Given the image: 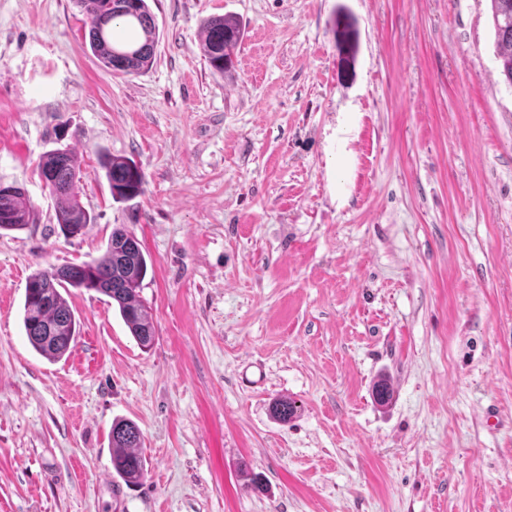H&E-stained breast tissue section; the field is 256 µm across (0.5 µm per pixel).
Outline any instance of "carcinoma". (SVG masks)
I'll return each instance as SVG.
<instances>
[{
    "label": "carcinoma",
    "instance_id": "cac0c4a2",
    "mask_svg": "<svg viewBox=\"0 0 512 512\" xmlns=\"http://www.w3.org/2000/svg\"><path fill=\"white\" fill-rule=\"evenodd\" d=\"M90 19L89 45L93 55L106 69L135 75L152 64L154 47L159 39L147 0H76ZM495 30L496 55L501 76L512 87V0H491ZM109 19L112 28L99 29L96 22ZM203 51L210 66L224 74L234 68L235 50L244 37L239 21L232 15L212 16L202 24ZM102 166L112 199L121 202L137 197L144 184L141 170L130 161L107 155ZM39 171L52 180L50 191L57 197L56 221L60 229L79 235L95 218L79 201V162L68 148L45 153ZM12 192L0 196V230H22L32 219L25 189L15 183ZM64 275L38 270L29 277L24 294L22 322L32 348L49 360H58L70 350L77 332L74 313L64 297L68 288L94 290L108 296L131 335L143 347L151 345L155 329L148 311L138 295L147 273V261L134 236L122 228L112 230L107 249L101 258L82 264L61 267ZM297 411L291 401L274 403V417L290 420ZM142 433L138 425L126 419L113 422L111 431L112 468L128 484L144 478L146 463L138 452Z\"/></svg>",
    "mask_w": 512,
    "mask_h": 512
}]
</instances>
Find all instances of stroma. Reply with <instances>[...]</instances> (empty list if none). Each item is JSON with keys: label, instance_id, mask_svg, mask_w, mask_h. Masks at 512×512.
<instances>
[{"label": "stroma", "instance_id": "1", "mask_svg": "<svg viewBox=\"0 0 512 512\" xmlns=\"http://www.w3.org/2000/svg\"><path fill=\"white\" fill-rule=\"evenodd\" d=\"M152 65L104 69L75 0H0V512H512V87L490 0H149ZM246 34L214 73L206 18ZM95 222L64 236L41 156ZM144 174L114 201L102 155ZM139 240L141 347L111 298L29 344L36 270ZM261 365L263 381L244 371ZM386 378L393 396L376 402ZM287 398L288 422L271 413ZM134 421L142 482L112 469ZM13 190L5 189V185H1L3 193H0V230H22L32 219V210L28 204L25 189L15 183L9 184ZM11 192V193H9Z\"/></svg>", "mask_w": 512, "mask_h": 512}]
</instances>
